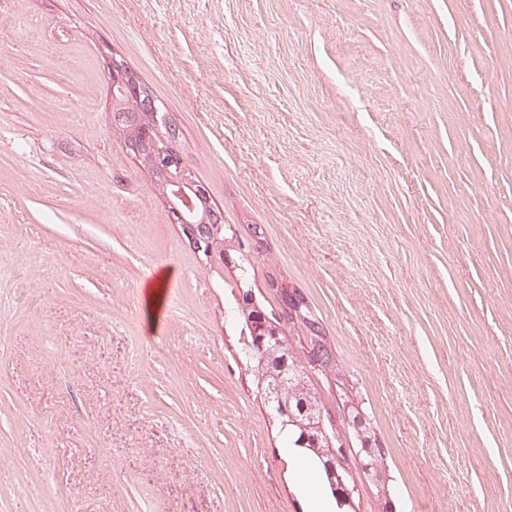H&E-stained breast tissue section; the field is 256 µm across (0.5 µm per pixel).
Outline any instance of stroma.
Returning a JSON list of instances; mask_svg holds the SVG:
<instances>
[{
  "mask_svg": "<svg viewBox=\"0 0 512 512\" xmlns=\"http://www.w3.org/2000/svg\"><path fill=\"white\" fill-rule=\"evenodd\" d=\"M114 56L321 317L397 512H512V0H0V512H311ZM107 70L111 76V86L115 84L125 87L138 102L145 99L146 104L151 102L152 106H155L156 100L151 89L122 60L112 57V61L107 63ZM136 100L132 104L124 103L115 107L112 105V116L118 113L120 116H123V121L133 123L138 113V103Z\"/></svg>",
  "mask_w": 512,
  "mask_h": 512,
  "instance_id": "1",
  "label": "stroma"
}]
</instances>
